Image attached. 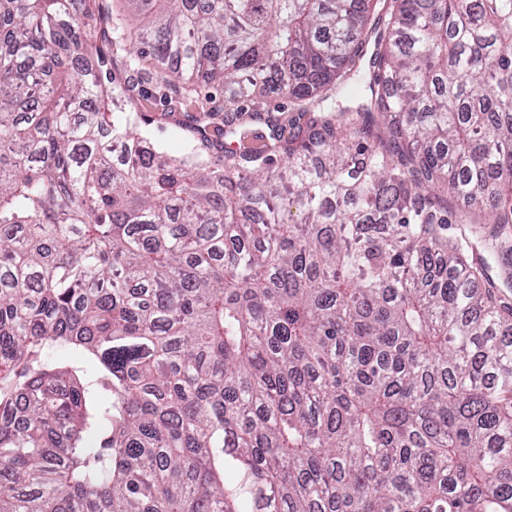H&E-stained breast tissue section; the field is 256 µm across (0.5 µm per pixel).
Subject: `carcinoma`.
<instances>
[{
	"label": "carcinoma",
	"mask_w": 512,
	"mask_h": 512,
	"mask_svg": "<svg viewBox=\"0 0 512 512\" xmlns=\"http://www.w3.org/2000/svg\"><path fill=\"white\" fill-rule=\"evenodd\" d=\"M121 2L0 0V512H512V0ZM185 107L173 93L166 99H149L146 111L151 122L147 125L148 137L169 156L179 158L187 151L190 140L189 131L178 125L175 118L166 117L164 113L184 112Z\"/></svg>",
	"instance_id": "obj_1"
}]
</instances>
